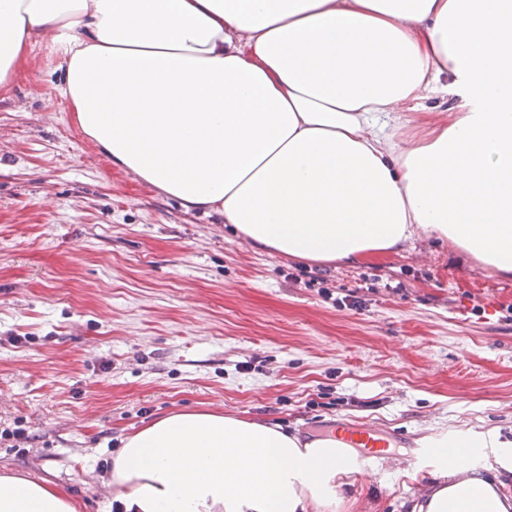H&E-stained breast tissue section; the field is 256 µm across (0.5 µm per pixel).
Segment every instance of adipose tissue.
<instances>
[{
  "mask_svg": "<svg viewBox=\"0 0 512 512\" xmlns=\"http://www.w3.org/2000/svg\"><path fill=\"white\" fill-rule=\"evenodd\" d=\"M118 166L260 250L359 263L417 236L512 275V0H0V86L33 39ZM459 95L404 136L419 101ZM411 512H512V443L440 431ZM487 448L494 462H449ZM366 463L336 438L187 410L127 434L123 512H337ZM0 512H80L0 475Z\"/></svg>",
  "mask_w": 512,
  "mask_h": 512,
  "instance_id": "adipose-tissue-1",
  "label": "adipose tissue"
}]
</instances>
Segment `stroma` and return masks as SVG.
I'll return each mask as SVG.
<instances>
[{
	"instance_id": "stroma-1",
	"label": "stroma",
	"mask_w": 512,
	"mask_h": 512,
	"mask_svg": "<svg viewBox=\"0 0 512 512\" xmlns=\"http://www.w3.org/2000/svg\"><path fill=\"white\" fill-rule=\"evenodd\" d=\"M58 65L35 45L0 88V474L112 512L115 449L161 416L303 441L347 421L399 443L351 512H409L431 476L408 446L461 426L512 441V277L423 236L356 266L253 248L114 166Z\"/></svg>"
}]
</instances>
